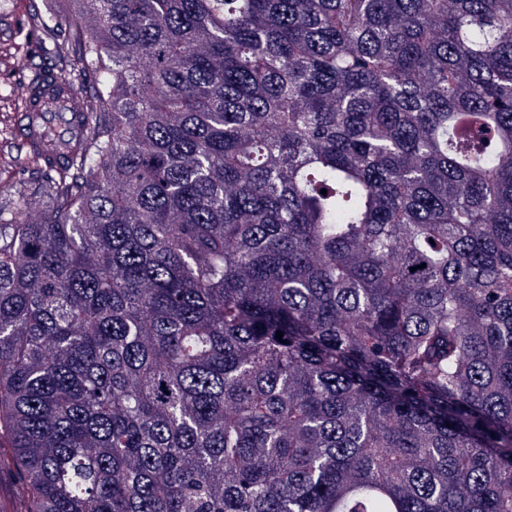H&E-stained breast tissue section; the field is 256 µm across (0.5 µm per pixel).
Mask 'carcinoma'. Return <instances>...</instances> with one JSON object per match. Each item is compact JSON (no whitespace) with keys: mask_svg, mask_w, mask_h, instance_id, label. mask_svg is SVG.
<instances>
[{"mask_svg":"<svg viewBox=\"0 0 512 512\" xmlns=\"http://www.w3.org/2000/svg\"><path fill=\"white\" fill-rule=\"evenodd\" d=\"M91 5L0 206L12 512H512V0Z\"/></svg>","mask_w":512,"mask_h":512,"instance_id":"cac0c4a2","label":"carcinoma"}]
</instances>
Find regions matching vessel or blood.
<instances>
[{
  "instance_id": "obj_1",
  "label": "vessel or blood",
  "mask_w": 512,
  "mask_h": 512,
  "mask_svg": "<svg viewBox=\"0 0 512 512\" xmlns=\"http://www.w3.org/2000/svg\"><path fill=\"white\" fill-rule=\"evenodd\" d=\"M12 93L21 105V123L18 134L22 143L42 155L44 159L59 162L65 159L67 148L62 140L46 136L44 129L60 119L62 114L85 111V102L67 78L52 71L13 83Z\"/></svg>"
}]
</instances>
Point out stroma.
<instances>
[{"label":"stroma","mask_w":512,"mask_h":512,"mask_svg":"<svg viewBox=\"0 0 512 512\" xmlns=\"http://www.w3.org/2000/svg\"><path fill=\"white\" fill-rule=\"evenodd\" d=\"M31 0H0V183L9 184L17 192L34 198L37 206H45L41 193L43 183L39 167L28 163L25 151L4 132V127L17 112L18 102L11 84L22 66L20 57L30 54L34 64H47L75 77L77 88H87L91 75H78L75 48L67 27L44 30L31 22Z\"/></svg>","instance_id":"stroma-1"}]
</instances>
